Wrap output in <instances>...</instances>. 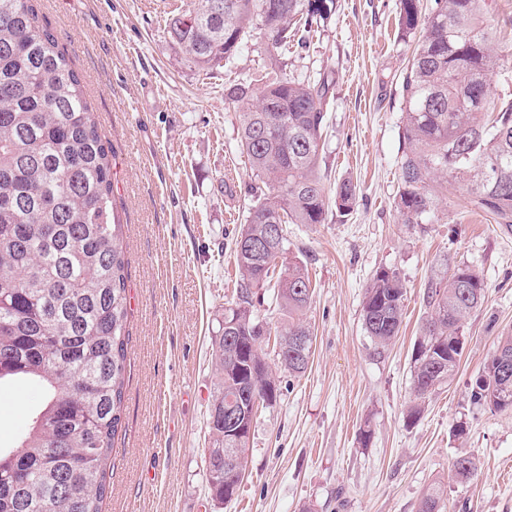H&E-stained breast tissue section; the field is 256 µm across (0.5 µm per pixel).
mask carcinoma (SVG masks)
<instances>
[{
  "instance_id": "carcinoma-1",
  "label": "carcinoma",
  "mask_w": 512,
  "mask_h": 512,
  "mask_svg": "<svg viewBox=\"0 0 512 512\" xmlns=\"http://www.w3.org/2000/svg\"><path fill=\"white\" fill-rule=\"evenodd\" d=\"M192 0L168 23L171 43L194 69L230 63L257 31L277 49L288 43L297 18L304 26L327 19L329 0ZM489 0H399V24L418 34L402 76L404 116L395 207L406 224H423L437 202L458 188L475 210L512 227V76L499 65ZM502 93L489 95L491 79ZM329 76L299 80L283 74L251 100V84L230 88L245 105L239 147L265 191L234 236L241 277L237 301L224 309L212 337L218 377L213 435L205 482L222 504L239 481L224 483V459L245 468L248 426L255 402H272L280 388L263 346L279 343L277 364L296 376L308 367L312 331L303 311L314 288L299 264L278 279L280 323L253 314V295L267 287L288 241V225L321 224L329 204L342 212L358 186L344 180L327 197L319 175ZM110 151L81 79L35 0H0V388L23 382L44 398L11 448L0 447V512H101L107 462L121 423L129 332L122 225L112 205ZM483 280L455 266L431 279L428 309L413 359L414 422L425 399L460 363L464 318L482 302ZM406 297L399 274L376 271L362 304L364 328L381 350L398 335ZM471 400L512 409V375L491 356L476 376ZM238 408L230 423L224 409ZM470 457L453 463V476L470 481ZM444 489L431 487L417 512H441Z\"/></svg>"
}]
</instances>
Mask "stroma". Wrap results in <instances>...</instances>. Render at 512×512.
Instances as JSON below:
<instances>
[{
  "instance_id": "obj_1",
  "label": "stroma",
  "mask_w": 512,
  "mask_h": 512,
  "mask_svg": "<svg viewBox=\"0 0 512 512\" xmlns=\"http://www.w3.org/2000/svg\"><path fill=\"white\" fill-rule=\"evenodd\" d=\"M189 0H37L39 16L79 73L111 149L112 201L127 260L128 317L122 427L108 461L102 512H416L442 484L445 507L512 512V410L470 399L498 336L512 333V232L471 208L465 191L431 223L395 209L403 121L402 74L415 36L402 35L398 0H334L306 50H272L260 34L233 64L199 71L169 42L168 17ZM333 79L321 175L349 178L350 213L288 227L283 262L306 266L315 292L304 318L313 343L304 374L276 369V402L260 406L244 479L228 504L212 501L203 469L217 392L211 338L236 296L233 235L259 179L238 146L241 109L226 98L255 73ZM454 265L486 286L462 326L451 379L407 424L412 352L428 281ZM407 288L394 342L375 351L362 322L366 285L380 269ZM31 387L0 390V443L27 426ZM370 426V440L360 429ZM472 457L477 476L452 464Z\"/></svg>"
}]
</instances>
